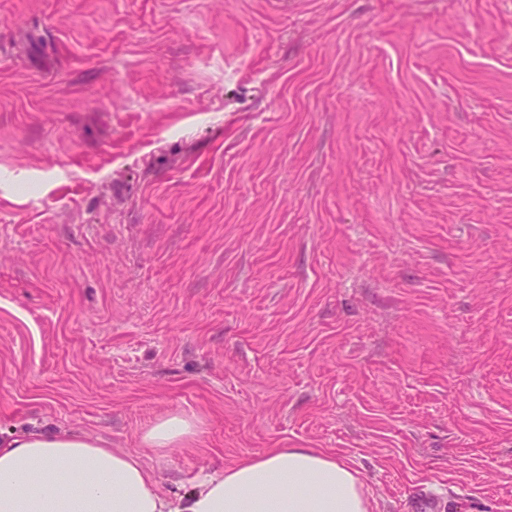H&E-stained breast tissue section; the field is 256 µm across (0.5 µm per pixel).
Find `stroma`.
Returning a JSON list of instances; mask_svg holds the SVG:
<instances>
[{"instance_id": "stroma-1", "label": "stroma", "mask_w": 512, "mask_h": 512, "mask_svg": "<svg viewBox=\"0 0 512 512\" xmlns=\"http://www.w3.org/2000/svg\"><path fill=\"white\" fill-rule=\"evenodd\" d=\"M170 413L512 512V0H0V436Z\"/></svg>"}]
</instances>
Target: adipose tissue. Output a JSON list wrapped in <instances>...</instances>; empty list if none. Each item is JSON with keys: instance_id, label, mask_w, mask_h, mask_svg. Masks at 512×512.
Wrapping results in <instances>:
<instances>
[{"instance_id": "1", "label": "adipose tissue", "mask_w": 512, "mask_h": 512, "mask_svg": "<svg viewBox=\"0 0 512 512\" xmlns=\"http://www.w3.org/2000/svg\"><path fill=\"white\" fill-rule=\"evenodd\" d=\"M198 433L172 414L143 441L164 459ZM0 512H372V503L357 471L319 448L272 449L173 497L139 451L47 429L0 439Z\"/></svg>"}]
</instances>
